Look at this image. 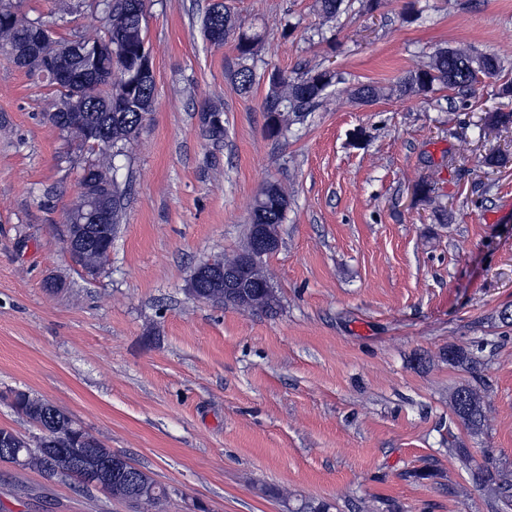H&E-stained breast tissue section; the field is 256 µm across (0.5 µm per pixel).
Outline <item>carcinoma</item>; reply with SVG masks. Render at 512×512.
Returning a JSON list of instances; mask_svg holds the SVG:
<instances>
[{
    "label": "carcinoma",
    "mask_w": 512,
    "mask_h": 512,
    "mask_svg": "<svg viewBox=\"0 0 512 512\" xmlns=\"http://www.w3.org/2000/svg\"><path fill=\"white\" fill-rule=\"evenodd\" d=\"M345 0H319V11L323 23L335 21ZM131 0H111L112 28H104L103 34L82 36L92 42L110 40L115 52L98 55L92 62L94 76L70 85L55 86V100L63 101L78 114L101 118L111 109L109 90L121 93L129 85L131 69L145 44L144 27L128 16L127 6ZM36 24L52 25L48 17L31 18L20 10L17 0H0V49L11 48L23 52L28 45L29 34ZM202 32L206 40L225 43L234 42L238 53L239 68L233 78L239 90L247 93L253 86L255 74L249 61L254 59L261 35L246 27L223 3L213 4L202 21ZM502 72L501 59L493 54H473L461 49L438 48L429 62L407 72L397 83L395 91L401 96L426 95L441 85L472 92L482 77H497ZM342 80L341 73L322 69L310 71L300 77L291 78L276 72L269 78V91L263 101L266 117V132L271 137H280L288 131V119H300L313 111L325 98L326 90ZM383 95V89L374 84H362L353 96L362 103H371ZM50 121L68 141L80 147L89 146L86 126L72 119H64L58 112L48 113ZM144 118L123 126L112 127V146L91 149L96 158L90 163V179L102 187L120 189L117 160L126 155L128 145L134 139ZM288 209V197L279 184L270 182L259 193L252 208L250 223L268 224L272 234L283 223ZM246 294L253 304V311L275 314L279 298L267 274L252 277V287ZM196 297L210 302L240 306L239 296L224 292L222 288H199ZM469 398V408L462 412L453 407V412L466 425L478 428L484 421L481 396L477 388H463ZM15 409L37 427H47L35 442H30L15 431L0 428V434L12 441L11 451L0 454L1 462L27 466L38 470L49 479L71 478L82 485L91 482L105 459L114 456L112 450L79 427L69 415L49 402L19 392L13 398ZM474 482L489 496L493 512L499 507L512 506V480L502 474L491 454H486L480 463L470 466ZM109 493L113 498L143 503L155 507L167 498L166 488L159 485L148 474L131 463L123 465V472L112 478Z\"/></svg>",
    "instance_id": "1"
}]
</instances>
